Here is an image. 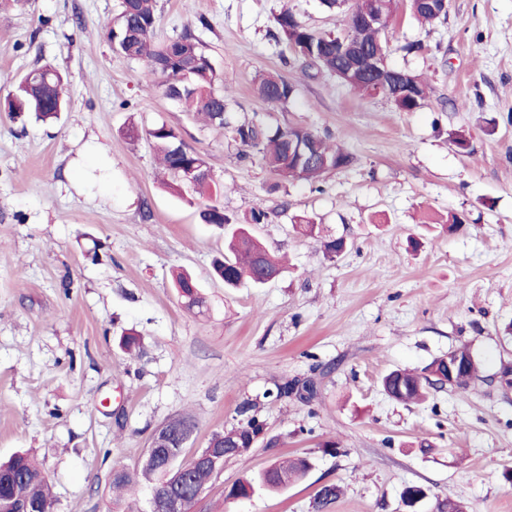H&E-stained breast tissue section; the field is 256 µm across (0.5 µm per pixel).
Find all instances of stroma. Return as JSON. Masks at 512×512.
I'll return each mask as SVG.
<instances>
[{
  "mask_svg": "<svg viewBox=\"0 0 512 512\" xmlns=\"http://www.w3.org/2000/svg\"><path fill=\"white\" fill-rule=\"evenodd\" d=\"M285 8L316 32L342 28L321 0H158L155 38L194 34L238 118L307 126L352 155L317 187L239 158L230 130L190 118L113 51L104 25L121 0L0 9V100L40 65L68 82L54 122L0 112V459L35 455L52 512H144L146 495L117 498L113 470L136 468L170 418L194 416L192 452L243 422L247 403L264 436L225 459L191 512H311L330 483L341 489L330 512H408L410 485L428 493L415 512L445 498L512 512V389L494 379L512 364V0H449L429 29L400 10L388 62L432 88L414 112L297 61L273 38ZM260 72L293 83L294 100L259 99ZM162 122L204 155L227 216L268 212L249 231L285 257L280 276L235 289L215 276L223 231L172 192L149 140L126 135ZM456 130L471 153L451 143ZM96 144L112 161L103 174L83 166ZM453 214L463 223L452 232ZM297 216L350 250L325 257L293 230ZM178 271L199 283L204 313L179 298ZM130 332L143 344L134 359L117 345ZM464 344L485 381L432 390L422 406L384 394L390 370L423 371ZM310 378L311 401L278 397ZM295 456L313 460L301 481L226 499L245 474Z\"/></svg>",
  "mask_w": 512,
  "mask_h": 512,
  "instance_id": "35a3bbf8",
  "label": "stroma"
}]
</instances>
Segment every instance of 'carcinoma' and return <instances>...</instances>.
<instances>
[{"label": "carcinoma", "instance_id": "obj_1", "mask_svg": "<svg viewBox=\"0 0 512 512\" xmlns=\"http://www.w3.org/2000/svg\"><path fill=\"white\" fill-rule=\"evenodd\" d=\"M407 2L413 16L423 24L434 25L447 17L445 13L438 15L426 8L422 0ZM397 6L398 0H355L352 11L343 20L344 33L356 46L379 43L383 49H388L389 27L379 30L362 26L357 23L355 13L377 11L389 20ZM156 14L157 0H122L120 13L104 25L113 49L129 59L143 62L145 77L157 85L166 98L181 105L184 111L202 115L214 126L231 129L234 141L241 147L239 156L246 157L254 151L262 156L279 179L311 183L352 163L350 154L330 145L326 138L311 129L298 126L271 129L254 120H232L224 91L218 88L221 78L203 44L187 33L164 42L155 41ZM276 24L277 32L273 38L289 46L298 57L334 76L347 67V61L336 55L335 42L310 30L290 10L283 9L276 17ZM410 83L412 95L407 98L397 99L389 90L382 92L400 112H413L429 98L431 88L424 79L412 73ZM255 93L268 103L284 106L294 98L296 87L283 78L262 75L256 82ZM65 107L63 77L54 67L44 65L27 72L16 90L5 99L3 111L15 117L32 114L39 120H46L57 117ZM146 135L152 140L163 166L175 177L177 193L190 189L188 203L198 207L200 220L224 229L230 220L224 214V207L213 199L212 180L204 175L209 170L204 156L185 147L178 129L164 122L154 125ZM294 139H303L311 144L310 158L300 162L289 156L288 144ZM190 169L201 172L192 183L183 178V173ZM227 249L228 254L216 260L213 266L214 273L224 280L227 288H236L243 280L260 286L266 274L282 272L276 255L259 243L243 225L230 232ZM175 288L187 307L200 310L205 307L200 286L192 276L178 275ZM481 366V361L464 346L436 358L421 374L406 369L392 370L382 378V387L389 398L399 403H420L427 399L431 389L447 386L465 391L475 382L485 381ZM289 394L309 401L316 394V386L309 379L277 388V396ZM241 412L250 413L245 423L215 432L209 439V444L224 449L226 456H239L248 451L264 433V421L252 411L251 405L242 406ZM188 425L196 426L190 415H180L165 423L175 437L181 436ZM311 468L312 461L307 456L274 462L236 481L226 491L225 498L236 500L250 498L260 491L284 490L288 484L304 477ZM0 470L20 472L25 477V481L14 488H0V512H11L9 500L17 494L36 504L37 512H50L51 486L30 452L20 451L0 462ZM212 477L211 471L196 468L190 472L184 489L193 486L203 489ZM171 480L172 476L162 469L161 461L143 459L133 471L119 469L118 475L112 478V488L133 497L142 484L161 493L169 489ZM338 496L336 485L321 486L313 497V512H327Z\"/></svg>", "mask_w": 512, "mask_h": 512}]
</instances>
